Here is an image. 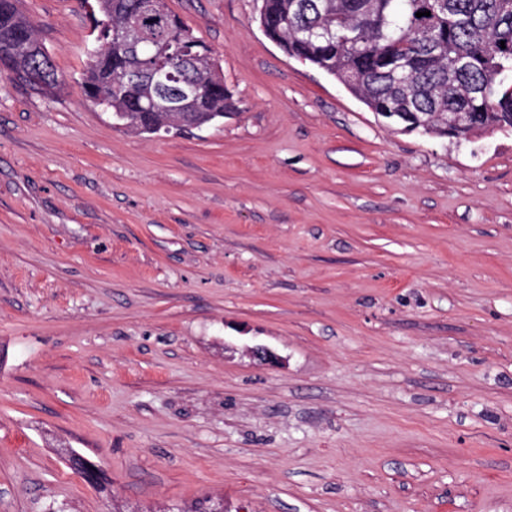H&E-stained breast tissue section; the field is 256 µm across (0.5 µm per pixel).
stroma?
<instances>
[{"instance_id":"obj_1","label":"stroma","mask_w":512,"mask_h":512,"mask_svg":"<svg viewBox=\"0 0 512 512\" xmlns=\"http://www.w3.org/2000/svg\"><path fill=\"white\" fill-rule=\"evenodd\" d=\"M167 5L232 109L161 137L84 98L81 0L20 2L64 85L0 76V512H512V131L396 130L259 0Z\"/></svg>"}]
</instances>
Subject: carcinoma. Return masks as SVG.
Masks as SVG:
<instances>
[{
	"mask_svg": "<svg viewBox=\"0 0 512 512\" xmlns=\"http://www.w3.org/2000/svg\"><path fill=\"white\" fill-rule=\"evenodd\" d=\"M146 0H94L95 53L82 89L87 100L127 130L173 128L191 115L206 125L224 118L228 98L216 53L204 42L198 57L177 75L204 94L188 114L147 108L152 84L124 83L130 58H149L191 29L179 18L148 24L130 47L112 42V29L129 25ZM0 0V65L16 72L39 68V88L58 90L63 80L45 51L36 23ZM422 0H261L266 25L288 41V55L341 83L371 111L416 112L411 131L436 136L458 123L460 134L512 128V0H441L428 21L416 16Z\"/></svg>",
	"mask_w": 512,
	"mask_h": 512,
	"instance_id": "obj_1",
	"label": "carcinoma"
}]
</instances>
